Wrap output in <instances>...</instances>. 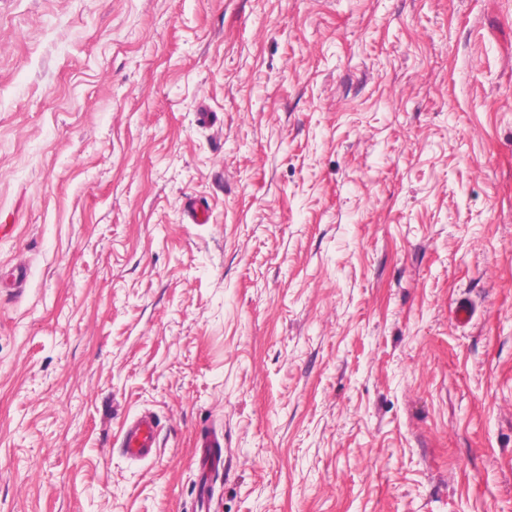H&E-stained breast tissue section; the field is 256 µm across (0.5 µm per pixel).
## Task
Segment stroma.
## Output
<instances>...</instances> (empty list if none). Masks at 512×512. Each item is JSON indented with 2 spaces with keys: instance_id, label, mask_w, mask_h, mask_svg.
I'll use <instances>...</instances> for the list:
<instances>
[{
  "instance_id": "stroma-1",
  "label": "stroma",
  "mask_w": 512,
  "mask_h": 512,
  "mask_svg": "<svg viewBox=\"0 0 512 512\" xmlns=\"http://www.w3.org/2000/svg\"><path fill=\"white\" fill-rule=\"evenodd\" d=\"M0 224V512H512V0H0ZM120 440V448L130 458H153L160 450L158 423L155 417L151 413H141L126 420ZM199 448L200 464L210 470H219L224 463V436L202 435Z\"/></svg>"
}]
</instances>
